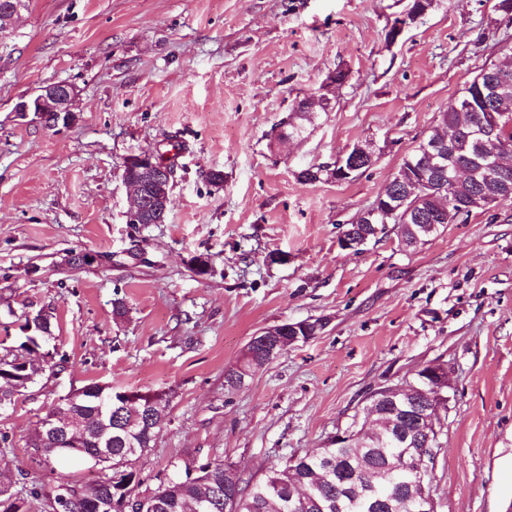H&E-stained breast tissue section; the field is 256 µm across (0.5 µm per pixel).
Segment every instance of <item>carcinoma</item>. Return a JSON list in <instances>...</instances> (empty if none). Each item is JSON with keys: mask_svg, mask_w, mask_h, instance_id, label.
<instances>
[{"mask_svg": "<svg viewBox=\"0 0 512 512\" xmlns=\"http://www.w3.org/2000/svg\"><path fill=\"white\" fill-rule=\"evenodd\" d=\"M317 111L296 102L288 123V137H297L304 124H312ZM496 128L494 142L485 145L478 135L484 127ZM453 139L448 166L466 165L471 175L449 184L439 193L441 181L448 175L435 176L431 156L425 146L444 144ZM512 152V62L485 65L465 85L456 105L440 113V119L429 134L403 158L389 185L402 182L414 186L421 180L436 181L408 202L409 208L398 212L390 223L397 225L399 243L418 248L436 236L440 229L469 216L476 196L488 197V207L512 202V167L502 172L490 166L491 151ZM32 325L31 344L15 347L10 360L23 364H5L0 387H7L10 397L21 394L44 376L43 357L50 354L46 346L54 339L50 318ZM96 394L75 406L88 423L84 435L74 443L60 444L43 426L31 436L33 447L44 455V462L87 463L101 461L97 481L77 485L58 481L49 494L33 486L13 490L0 486V512H29V498L41 497L49 512H129L126 494L141 482L127 488L125 477L133 475L132 462L154 442L157 429L143 424L135 413H121L109 403L114 393L110 386L92 385ZM377 424L363 433L364 446L343 448L331 441L327 448H315L302 455L289 457L284 464L271 468L259 480L234 475L237 487L235 512H386L382 507L370 511L369 500H390L398 512H415L408 491L404 489L405 473L400 465V435L422 443L426 435L417 421L401 412L395 416L380 415ZM121 470H116V467ZM224 484V459L215 456L194 469H185V477L161 481L148 494L140 497L143 512H224V501L216 498L215 487Z\"/></svg>", "mask_w": 512, "mask_h": 512, "instance_id": "obj_1", "label": "carcinoma"}]
</instances>
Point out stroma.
<instances>
[{
  "label": "stroma",
  "instance_id": "35a3bbf8",
  "mask_svg": "<svg viewBox=\"0 0 512 512\" xmlns=\"http://www.w3.org/2000/svg\"><path fill=\"white\" fill-rule=\"evenodd\" d=\"M27 4L0 45V344L18 345L25 314L43 310L66 361L0 409V484L51 485L30 436L92 383L166 394L169 417L135 462L152 489L217 454L262 476L326 447L370 391L438 361L452 389L437 415L436 512H512V204L415 250L393 231L358 254L339 246L439 112L512 47L495 0H435L394 41L406 0ZM339 68L329 110L277 139ZM54 83L77 90L73 124L17 112ZM173 141L166 222L128 223L123 160ZM358 143L375 154L364 174L300 179ZM72 251L98 260L67 266ZM194 255L209 275L191 271ZM308 319L323 321L317 335L226 385L252 336Z\"/></svg>",
  "mask_w": 512,
  "mask_h": 512
}]
</instances>
